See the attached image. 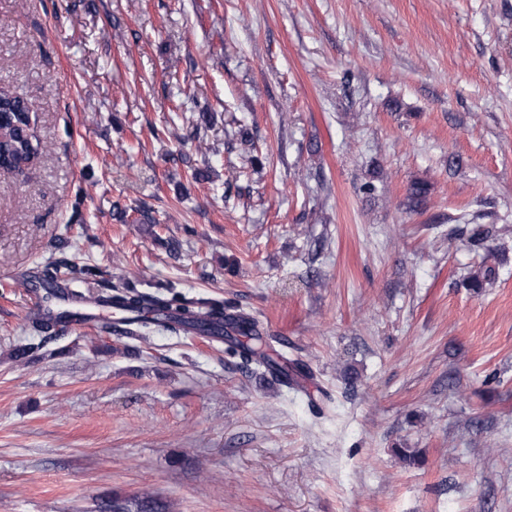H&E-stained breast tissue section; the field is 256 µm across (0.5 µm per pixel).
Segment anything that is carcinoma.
Instances as JSON below:
<instances>
[{
    "mask_svg": "<svg viewBox=\"0 0 512 512\" xmlns=\"http://www.w3.org/2000/svg\"><path fill=\"white\" fill-rule=\"evenodd\" d=\"M0 110L4 111V136L0 142V162L7 167L26 165L38 158L41 143L37 138L32 115L36 112L35 105L28 98L9 91H0ZM70 275L58 278L60 266L44 274L42 287L50 295L61 294L71 302L93 303L95 305L115 308L123 313V317L115 321H104L100 330L104 333L115 332L132 339H143L150 325L164 324L172 330H191L202 335H225L233 340L237 336L249 339L244 343L237 341L241 359L265 367L272 375L284 383H292L294 378L286 368L273 362L263 349L262 338L259 336L258 322L245 315H227L223 304L210 299H197L191 306L173 308L171 300L156 294L138 292L132 288L116 293L102 292L93 298H87L76 290L81 282V275L89 269H76L65 265ZM35 331L42 334L40 342H46V336H56L66 329L50 314L33 322Z\"/></svg>",
    "mask_w": 512,
    "mask_h": 512,
    "instance_id": "carcinoma-1",
    "label": "carcinoma"
}]
</instances>
